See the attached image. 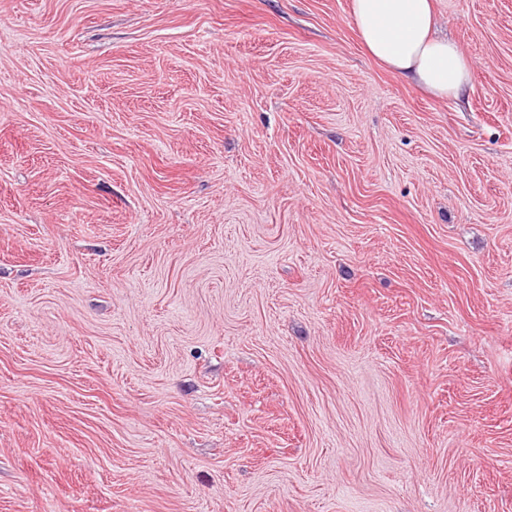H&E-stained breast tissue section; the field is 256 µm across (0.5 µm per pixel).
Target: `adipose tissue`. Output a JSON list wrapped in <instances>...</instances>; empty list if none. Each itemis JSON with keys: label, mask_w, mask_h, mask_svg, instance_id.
<instances>
[{"label": "adipose tissue", "mask_w": 512, "mask_h": 512, "mask_svg": "<svg viewBox=\"0 0 512 512\" xmlns=\"http://www.w3.org/2000/svg\"><path fill=\"white\" fill-rule=\"evenodd\" d=\"M366 51L379 63L441 98L466 90L470 65L456 44L435 38L432 0H350Z\"/></svg>", "instance_id": "obj_1"}]
</instances>
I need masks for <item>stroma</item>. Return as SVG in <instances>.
Listing matches in <instances>:
<instances>
[{
    "instance_id": "1",
    "label": "stroma",
    "mask_w": 512,
    "mask_h": 512,
    "mask_svg": "<svg viewBox=\"0 0 512 512\" xmlns=\"http://www.w3.org/2000/svg\"><path fill=\"white\" fill-rule=\"evenodd\" d=\"M429 96L349 0H0V512H512V0Z\"/></svg>"
}]
</instances>
